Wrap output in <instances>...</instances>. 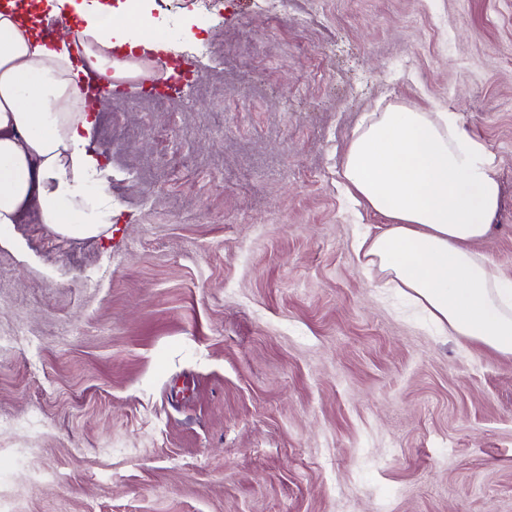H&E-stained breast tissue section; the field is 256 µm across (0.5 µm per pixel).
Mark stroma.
<instances>
[{
    "label": "stroma",
    "instance_id": "obj_1",
    "mask_svg": "<svg viewBox=\"0 0 512 512\" xmlns=\"http://www.w3.org/2000/svg\"><path fill=\"white\" fill-rule=\"evenodd\" d=\"M171 21L211 59L93 108L111 225L0 241V512H512V357L368 279L342 173L366 113H455L512 278V0Z\"/></svg>",
    "mask_w": 512,
    "mask_h": 512
}]
</instances>
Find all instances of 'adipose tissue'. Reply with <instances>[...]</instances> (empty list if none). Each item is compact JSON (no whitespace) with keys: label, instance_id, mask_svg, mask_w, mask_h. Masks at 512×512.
<instances>
[{"label":"adipose tissue","instance_id":"obj_1","mask_svg":"<svg viewBox=\"0 0 512 512\" xmlns=\"http://www.w3.org/2000/svg\"><path fill=\"white\" fill-rule=\"evenodd\" d=\"M76 21L50 47L29 20L28 0L0 5V235L26 215L53 232L87 239L117 207L88 149L95 122L80 87L143 76L142 51L170 50L151 33L143 0H46ZM128 24L112 21L114 12ZM82 51L72 55L71 43ZM496 159L456 117L392 105L354 130L343 175L386 223L357 241L369 278L404 291L449 335L512 356V279L471 245L485 240L500 206Z\"/></svg>","mask_w":512,"mask_h":512}]
</instances>
